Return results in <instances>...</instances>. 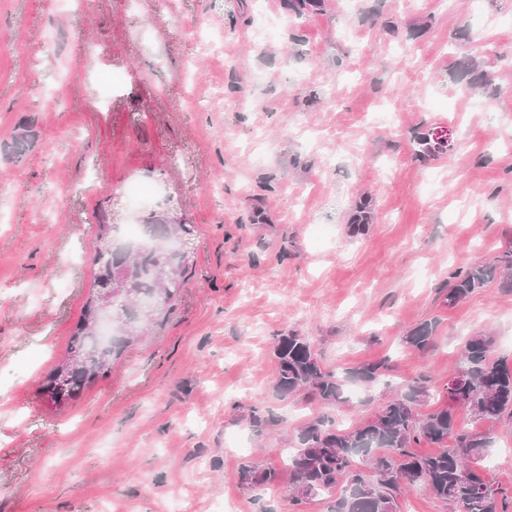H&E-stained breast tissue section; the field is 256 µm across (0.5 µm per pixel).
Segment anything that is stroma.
Listing matches in <instances>:
<instances>
[{
    "label": "stroma",
    "instance_id": "35a3bbf8",
    "mask_svg": "<svg viewBox=\"0 0 512 512\" xmlns=\"http://www.w3.org/2000/svg\"><path fill=\"white\" fill-rule=\"evenodd\" d=\"M262 12L281 28L259 44ZM510 15L512 0H324L301 16L288 0H0V512H329L333 495L289 490L285 451L326 412L274 391L273 338L290 330L340 374L389 359L326 412L343 428L423 375L441 406L472 334L512 369V289L442 293L512 241ZM470 59L486 84L466 94ZM432 128L450 149L419 159ZM143 177L193 228L183 298L54 405L42 386L93 291L96 215ZM425 322L426 355L402 342ZM255 406L277 421L263 438ZM490 434L479 466L512 490V419ZM250 459L276 480L243 490Z\"/></svg>",
    "mask_w": 512,
    "mask_h": 512
}]
</instances>
